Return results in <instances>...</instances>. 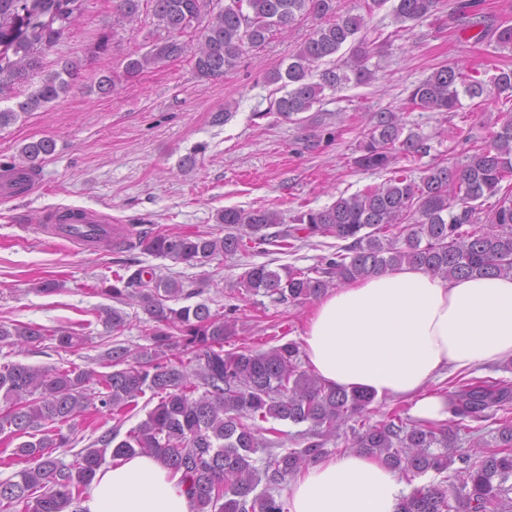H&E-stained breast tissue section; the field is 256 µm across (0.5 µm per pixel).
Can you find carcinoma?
Listing matches in <instances>:
<instances>
[{
    "label": "carcinoma",
    "mask_w": 512,
    "mask_h": 512,
    "mask_svg": "<svg viewBox=\"0 0 512 512\" xmlns=\"http://www.w3.org/2000/svg\"><path fill=\"white\" fill-rule=\"evenodd\" d=\"M156 26L167 37L140 56L126 58L123 75L132 78L148 66L191 54L196 75L224 77L249 49L270 35L287 31L297 17L313 16L320 25L289 56L288 64L268 74L286 93L275 112L290 119L320 102L327 88L365 84L374 72L373 48L362 34L365 19L340 14L336 0H152ZM399 23L432 16L440 0H393ZM84 0H0V86L26 79L41 66V56L82 16ZM141 0H113V10L128 22L139 17ZM199 29L193 45L178 39ZM82 64L65 60L13 108H0V128L67 93ZM318 81H312L313 77ZM512 99V69L479 79L455 62L442 64L409 95L414 110L454 113L461 98H480L486 83ZM55 150L41 138L20 151L22 165L37 167ZM427 152L424 137L407 127L403 113L376 112L353 158L356 168L388 174L322 209L297 212L284 225L281 213L261 206L227 207L217 215L224 236L183 234L142 228L138 246L157 257L195 266L217 256L234 255L262 245L293 251L313 237L340 244L310 268L288 266L278 272L253 265L239 277L249 295L274 303L317 300L332 288L368 278L404 264L442 278L512 274V113L491 140L459 166L431 165L412 178L417 158ZM495 199L491 205L489 199ZM274 232H269V229ZM138 268L114 274L100 293L118 304L133 302L147 316L152 344L139 351L116 345L100 356L105 373L75 366H0V435L16 442L11 456L25 463L0 482V512H82L81 500L106 459L117 462L136 454L161 458L192 502L193 512H285L281 491L303 468L329 453L326 445L343 439L344 447L377 458L411 484L430 471L461 467L450 484L426 483L402 497L399 512H487L497 504L512 507V383L460 377L448 385L446 422H412L394 408L370 422L373 394L347 392L302 369L298 344L289 340L261 351L249 344L226 350L235 323L204 303L178 309L171 300L189 298L175 279L151 277L148 287ZM100 320L117 331L126 314L104 307ZM69 351L84 343L79 331H48L35 323H0V343L33 345L46 338ZM159 398L146 419L118 439L129 414L146 393ZM110 416L112 433L74 454L66 463L56 456L69 446L78 419ZM307 425L295 447H284L285 431L273 422ZM496 425L489 443L477 450L461 446L482 427ZM266 437H259L258 431ZM262 453L264 457L257 458Z\"/></svg>",
    "instance_id": "obj_1"
}]
</instances>
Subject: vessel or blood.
I'll list each match as a JSON object with an SVG mask.
<instances>
[{"label": "vessel or blood", "mask_w": 512, "mask_h": 512, "mask_svg": "<svg viewBox=\"0 0 512 512\" xmlns=\"http://www.w3.org/2000/svg\"><path fill=\"white\" fill-rule=\"evenodd\" d=\"M41 230L47 236L85 247L99 244L124 245L117 229L107 228L98 213L86 210L81 217H71L69 210L54 209L44 213Z\"/></svg>", "instance_id": "obj_1"}]
</instances>
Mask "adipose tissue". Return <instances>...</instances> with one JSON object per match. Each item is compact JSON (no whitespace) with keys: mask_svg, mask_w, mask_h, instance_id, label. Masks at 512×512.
Wrapping results in <instances>:
<instances>
[{"mask_svg":"<svg viewBox=\"0 0 512 512\" xmlns=\"http://www.w3.org/2000/svg\"><path fill=\"white\" fill-rule=\"evenodd\" d=\"M326 383L414 399L419 419L446 416L426 386L447 370L512 357V276L434 277L402 266L322 296L304 336ZM397 471L351 451L310 464L291 481L287 512H398ZM84 512H191L178 477L151 455L100 469Z\"/></svg>","mask_w":512,"mask_h":512,"instance_id":"ef3b65f1","label":"adipose tissue"}]
</instances>
